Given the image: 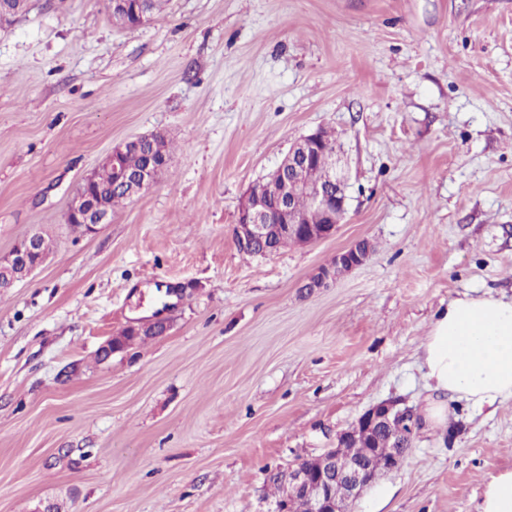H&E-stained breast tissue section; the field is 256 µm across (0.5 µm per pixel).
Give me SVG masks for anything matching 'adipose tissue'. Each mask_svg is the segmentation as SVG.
<instances>
[{
  "instance_id": "adipose-tissue-1",
  "label": "adipose tissue",
  "mask_w": 512,
  "mask_h": 512,
  "mask_svg": "<svg viewBox=\"0 0 512 512\" xmlns=\"http://www.w3.org/2000/svg\"><path fill=\"white\" fill-rule=\"evenodd\" d=\"M421 348L427 429L446 426L445 396L479 408L512 398V298L464 294L449 300L435 314Z\"/></svg>"
}]
</instances>
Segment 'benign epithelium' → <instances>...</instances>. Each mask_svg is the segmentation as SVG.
Masks as SVG:
<instances>
[{"label":"benign epithelium","mask_w":512,"mask_h":512,"mask_svg":"<svg viewBox=\"0 0 512 512\" xmlns=\"http://www.w3.org/2000/svg\"><path fill=\"white\" fill-rule=\"evenodd\" d=\"M162 134L139 136L131 141L112 148L103 164L111 171L112 187L126 192L133 198L147 189L157 171L165 164L149 161L148 165L137 172L130 171L124 162L127 150L133 146L141 147L155 144ZM321 150V132L309 134L295 142L283 161L263 182L266 190L273 193L274 205L267 208L261 205L259 190L252 188L243 199L238 210L234 237L240 251L252 250L257 244L265 242L274 234L292 236L299 245H307L331 237L342 215L336 209L346 211L347 196L345 177L338 171L321 172L316 168V158ZM98 169L91 170L82 180V185L74 195L67 220L84 226L85 231L93 232L97 226L109 224L112 211L101 196L91 193V186L97 181ZM297 193L308 196L312 204L321 211L324 222L307 223L306 216L292 208L290 199ZM45 254L40 235L33 233L21 239L10 254L0 259V290L8 291L15 284L43 264ZM366 257L358 254L356 246L340 252L336 256V265L321 267L309 279L306 287L320 288L340 274H345L361 265ZM167 324L160 321L148 324L131 325L125 333L133 336L145 334L160 335ZM367 428L382 423L392 430L391 437L395 447L385 459V467L379 471L398 467L404 460L410 447L416 425L414 412L401 407L395 401H386L375 405L361 417ZM372 481L371 464L367 460H357L346 468H340L336 459V449L330 448L312 459L311 464L297 463L288 468L282 478V495L275 501L272 512H295L290 497L302 495L307 512H349V502ZM341 485L342 494L336 496L333 489Z\"/></svg>","instance_id":"benign-epithelium-1"}]
</instances>
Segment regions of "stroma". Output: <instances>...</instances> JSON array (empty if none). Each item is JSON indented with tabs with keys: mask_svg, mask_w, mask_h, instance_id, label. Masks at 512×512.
I'll list each match as a JSON object with an SVG mask.
<instances>
[{
	"mask_svg": "<svg viewBox=\"0 0 512 512\" xmlns=\"http://www.w3.org/2000/svg\"><path fill=\"white\" fill-rule=\"evenodd\" d=\"M318 129L349 177L335 233L240 252L246 191ZM153 132L151 186L73 231L86 173ZM32 233L48 258L0 293V512H272L270 475L380 402L422 410L439 308L512 296V0H168L135 27L29 0L0 24V256ZM506 469L512 399H452L351 512H477ZM336 255L334 260V263L337 262L336 266L319 268L309 279L305 288H320L329 280H335L338 275L345 274L361 265L369 256V254L360 256L355 244Z\"/></svg>",
	"mask_w": 512,
	"mask_h": 512,
	"instance_id": "stroma-1",
	"label": "stroma"
}]
</instances>
